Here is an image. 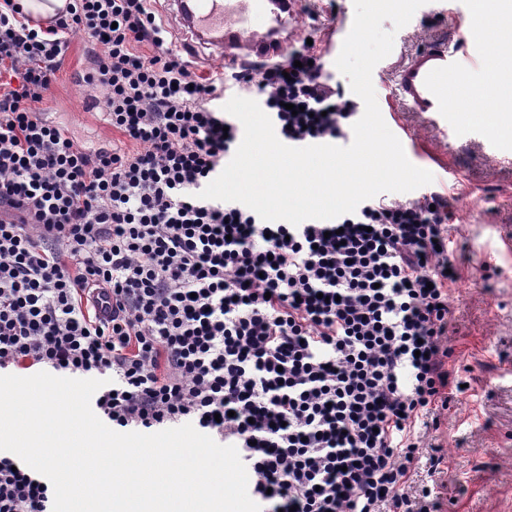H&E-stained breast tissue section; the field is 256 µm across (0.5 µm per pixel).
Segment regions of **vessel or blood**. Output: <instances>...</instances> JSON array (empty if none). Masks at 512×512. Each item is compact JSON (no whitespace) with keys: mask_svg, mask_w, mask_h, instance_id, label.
I'll use <instances>...</instances> for the list:
<instances>
[{"mask_svg":"<svg viewBox=\"0 0 512 512\" xmlns=\"http://www.w3.org/2000/svg\"><path fill=\"white\" fill-rule=\"evenodd\" d=\"M264 0H168L187 40L185 49L211 43L230 65L255 58L267 60L283 55L293 37L288 14L271 16L266 29L254 20L262 15ZM464 60L448 47L422 50L395 77V97L414 112L445 114L453 111V86L462 84Z\"/></svg>","mask_w":512,"mask_h":512,"instance_id":"vessel-or-blood-1","label":"vessel or blood"}]
</instances>
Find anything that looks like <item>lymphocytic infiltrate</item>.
<instances>
[{
	"instance_id": "lymphocytic-infiltrate-1",
	"label": "lymphocytic infiltrate",
	"mask_w": 512,
	"mask_h": 512,
	"mask_svg": "<svg viewBox=\"0 0 512 512\" xmlns=\"http://www.w3.org/2000/svg\"><path fill=\"white\" fill-rule=\"evenodd\" d=\"M84 32L81 77L120 142L78 144L42 110ZM148 0H69L42 23L0 0V371L102 380L112 428L189 423L235 446L266 512H433L414 488L448 367L447 196H385L293 226L201 198L241 139L221 75L170 48ZM317 45L238 71L278 139L346 138L354 103ZM112 296L99 315L95 296ZM53 488L0 457V512Z\"/></svg>"
}]
</instances>
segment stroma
Returning <instances> with one entry per match:
<instances>
[{"label": "stroma", "mask_w": 512, "mask_h": 512, "mask_svg": "<svg viewBox=\"0 0 512 512\" xmlns=\"http://www.w3.org/2000/svg\"><path fill=\"white\" fill-rule=\"evenodd\" d=\"M353 0H301L292 22L295 42L323 43L327 30L353 17ZM472 6L464 0H428L402 29L395 30L391 54L372 81L378 104H385L395 71L425 45L445 42L464 57L481 56L468 68V88L485 86L488 71L504 49L492 39L463 42ZM84 34L69 38V49L49 96L51 118L63 122L77 140L93 148L111 141L100 109L88 108L95 91L79 80L90 64ZM465 112L439 124L431 114L400 109L390 130L407 158L430 171L431 190L446 193L451 218V259L459 278L451 287L448 344L455 350L458 377L466 384L441 414L438 429L424 432L425 448L439 449L444 472L423 476L441 512H512V136L504 104L469 99ZM493 114L495 123L476 125L467 109Z\"/></svg>", "instance_id": "1"}]
</instances>
